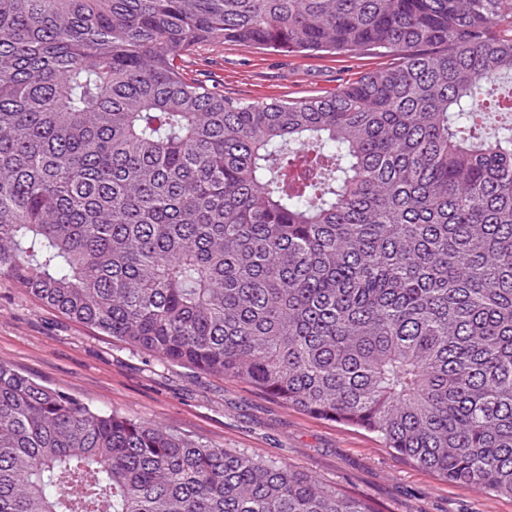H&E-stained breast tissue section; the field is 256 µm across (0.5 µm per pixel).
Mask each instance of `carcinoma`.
<instances>
[{
    "label": "carcinoma",
    "mask_w": 512,
    "mask_h": 512,
    "mask_svg": "<svg viewBox=\"0 0 512 512\" xmlns=\"http://www.w3.org/2000/svg\"><path fill=\"white\" fill-rule=\"evenodd\" d=\"M216 41L402 63L237 102ZM505 78L512 0H0V277L512 496ZM0 512L378 510L0 362Z\"/></svg>",
    "instance_id": "carcinoma-1"
}]
</instances>
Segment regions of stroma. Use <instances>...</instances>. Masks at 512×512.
<instances>
[{
	"label": "stroma",
	"mask_w": 512,
	"mask_h": 512,
	"mask_svg": "<svg viewBox=\"0 0 512 512\" xmlns=\"http://www.w3.org/2000/svg\"><path fill=\"white\" fill-rule=\"evenodd\" d=\"M400 62L385 49L305 56L223 42L196 48L184 71L237 101L297 100ZM0 360L93 407L286 463L372 501L379 512H512V497L448 483L376 434L286 406L246 383L160 362L40 304L4 277Z\"/></svg>",
	"instance_id": "stroma-1"
}]
</instances>
